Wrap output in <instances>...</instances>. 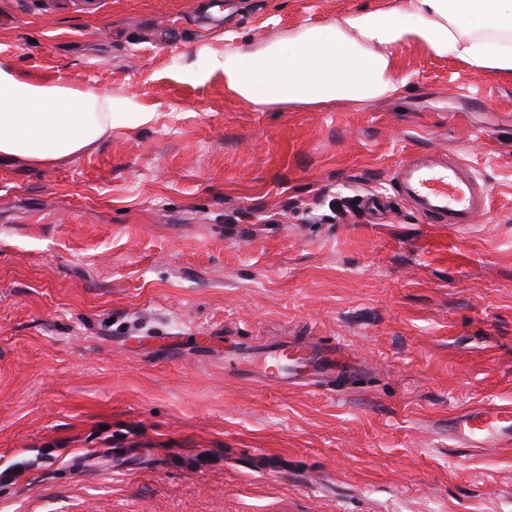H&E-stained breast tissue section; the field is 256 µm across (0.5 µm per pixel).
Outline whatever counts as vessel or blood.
I'll list each match as a JSON object with an SVG mask.
<instances>
[{"label": "vessel or blood", "mask_w": 512, "mask_h": 512, "mask_svg": "<svg viewBox=\"0 0 512 512\" xmlns=\"http://www.w3.org/2000/svg\"><path fill=\"white\" fill-rule=\"evenodd\" d=\"M404 202L427 224L459 230L488 208V192L470 165L455 154L410 155L394 171ZM238 377L265 387L296 388L335 380L359 366L339 350L312 343L250 344L230 353ZM448 439L459 449L511 448L512 407L491 402L451 410Z\"/></svg>", "instance_id": "b4317fda"}]
</instances>
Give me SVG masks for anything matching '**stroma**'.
<instances>
[{"instance_id": "35a3bbf8", "label": "stroma", "mask_w": 512, "mask_h": 512, "mask_svg": "<svg viewBox=\"0 0 512 512\" xmlns=\"http://www.w3.org/2000/svg\"><path fill=\"white\" fill-rule=\"evenodd\" d=\"M385 2L0 0V61L153 115L0 162V512H512V450L448 444L449 409L512 405V81L419 47L398 96L347 105L198 76ZM447 152L489 189L459 231L391 180ZM228 335L361 370L263 387L225 373Z\"/></svg>"}]
</instances>
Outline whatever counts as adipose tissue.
<instances>
[{"instance_id":"1","label":"adipose tissue","mask_w":512,"mask_h":512,"mask_svg":"<svg viewBox=\"0 0 512 512\" xmlns=\"http://www.w3.org/2000/svg\"><path fill=\"white\" fill-rule=\"evenodd\" d=\"M420 47L512 80V0H392L287 41L213 59L236 97L253 104L357 103L396 96L397 53ZM111 94L47 81L0 63V160L55 164L95 148L146 112L114 111Z\"/></svg>"}]
</instances>
